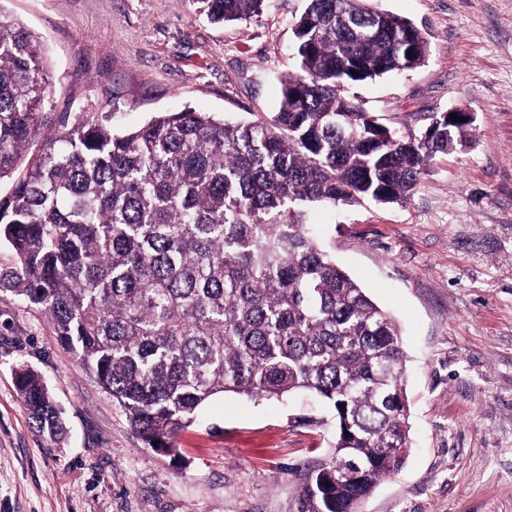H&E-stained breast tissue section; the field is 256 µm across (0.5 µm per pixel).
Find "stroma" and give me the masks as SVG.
Listing matches in <instances>:
<instances>
[{
  "mask_svg": "<svg viewBox=\"0 0 512 512\" xmlns=\"http://www.w3.org/2000/svg\"><path fill=\"white\" fill-rule=\"evenodd\" d=\"M429 34L425 65L351 86L402 135L469 113L470 143L436 156L407 203L317 209L336 262L398 319L412 447L361 512H512V0H377ZM307 0L210 22L198 0H0L37 33L47 111L110 116L121 132L187 107L276 112ZM38 371L67 434L37 431L16 388ZM329 406L225 395L175 438L144 446L41 311L0 291V512H296L306 468L328 461Z\"/></svg>",
  "mask_w": 512,
  "mask_h": 512,
  "instance_id": "obj_1",
  "label": "stroma"
}]
</instances>
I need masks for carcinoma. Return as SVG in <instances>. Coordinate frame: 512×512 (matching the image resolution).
Listing matches in <instances>:
<instances>
[{
	"label": "carcinoma",
	"instance_id": "obj_1",
	"mask_svg": "<svg viewBox=\"0 0 512 512\" xmlns=\"http://www.w3.org/2000/svg\"><path fill=\"white\" fill-rule=\"evenodd\" d=\"M198 2L224 23L265 0ZM294 35L272 117L186 108L117 133L95 113L44 112L39 38L0 11V181H12L0 238L17 256L0 290L51 318L148 448H174L218 395L317 396L334 413V456L306 475L297 512H357L405 464L406 355L393 316L307 213L404 203L470 122L442 113L406 138L346 94L429 56L426 32L370 0H308ZM17 387L39 431L61 437L42 375L22 368Z\"/></svg>",
	"mask_w": 512,
	"mask_h": 512
}]
</instances>
